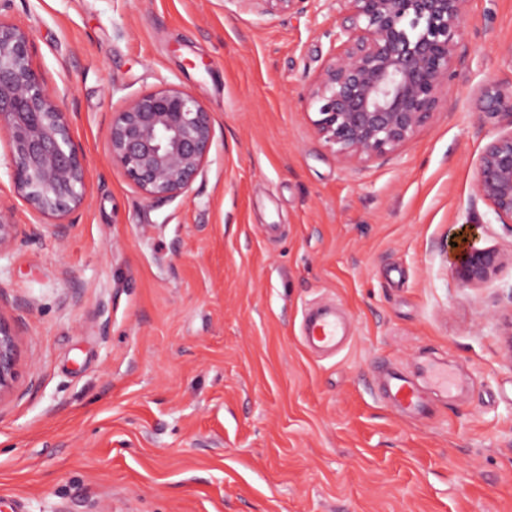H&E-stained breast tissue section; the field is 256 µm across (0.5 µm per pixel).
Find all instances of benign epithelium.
Instances as JSON below:
<instances>
[{
  "mask_svg": "<svg viewBox=\"0 0 512 512\" xmlns=\"http://www.w3.org/2000/svg\"><path fill=\"white\" fill-rule=\"evenodd\" d=\"M262 14L307 0H249ZM467 0H336L334 52L310 82L315 133L348 164L366 165L408 144L442 112V93L464 36ZM0 133L15 187L29 211L61 219L85 201L86 168L65 113L37 71L32 36L0 21ZM211 112L187 89L164 85L112 114L109 157L149 199L186 194L207 165ZM476 195L512 232V120L481 152ZM16 224L0 212V250ZM505 259L469 244L453 275L463 287L494 279ZM20 342L0 313V399L18 377Z\"/></svg>",
  "mask_w": 512,
  "mask_h": 512,
  "instance_id": "7a95c632",
  "label": "benign epithelium"
}]
</instances>
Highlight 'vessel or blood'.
Returning a JSON list of instances; mask_svg holds the SVG:
<instances>
[{"mask_svg": "<svg viewBox=\"0 0 512 512\" xmlns=\"http://www.w3.org/2000/svg\"><path fill=\"white\" fill-rule=\"evenodd\" d=\"M344 337V321L327 306L314 309L307 321L304 341L308 347L331 351ZM434 392L444 400L458 399L463 386L445 363L423 361L416 372L396 367L385 369L380 375V392L387 404L400 415L422 419L430 415L427 392Z\"/></svg>", "mask_w": 512, "mask_h": 512, "instance_id": "1", "label": "vessel or blood"}]
</instances>
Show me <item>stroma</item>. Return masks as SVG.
Instances as JSON below:
<instances>
[{
	"mask_svg": "<svg viewBox=\"0 0 512 512\" xmlns=\"http://www.w3.org/2000/svg\"><path fill=\"white\" fill-rule=\"evenodd\" d=\"M84 154L86 200L40 220L0 137V312L19 336L0 400V512H512V265L463 287L458 247L512 255L475 197L512 94V0H468L436 119L394 155L341 162L313 129L331 0L260 15L244 0H0ZM170 83L212 113L202 175L146 199L108 156L113 112ZM350 322L332 356L304 312ZM424 356L466 386L431 417L375 373Z\"/></svg>",
	"mask_w": 512,
	"mask_h": 512,
	"instance_id": "obj_1",
	"label": "stroma"
}]
</instances>
